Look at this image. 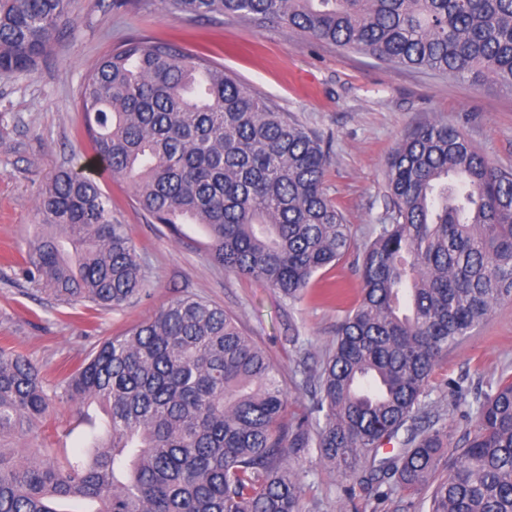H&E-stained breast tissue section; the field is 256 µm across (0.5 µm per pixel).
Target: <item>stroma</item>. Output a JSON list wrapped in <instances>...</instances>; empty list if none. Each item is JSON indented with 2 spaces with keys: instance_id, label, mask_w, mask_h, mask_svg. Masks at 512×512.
<instances>
[{
  "instance_id": "35a3bbf8",
  "label": "stroma",
  "mask_w": 512,
  "mask_h": 512,
  "mask_svg": "<svg viewBox=\"0 0 512 512\" xmlns=\"http://www.w3.org/2000/svg\"><path fill=\"white\" fill-rule=\"evenodd\" d=\"M73 22L33 72L0 74V342L35 362L54 383L107 338L148 321L176 297L193 294L221 306L279 368L288 413L308 404L336 327L359 291L356 251L387 223L386 163L398 141L427 121L457 128L495 166L512 169V91L376 62L368 55L238 17L190 19L161 0H72ZM182 38L304 126L318 132L331 156L325 188L350 226L354 251L318 271L304 299L289 302L263 282L216 266L205 229L177 232L135 207L132 191L106 172L95 175L141 256L149 289L116 310L62 303L21 268L34 238L42 186L68 166L90 165L78 88L85 75L125 38ZM512 375V298L497 303L436 367L426 401L460 440L473 428L456 409L450 385L480 394ZM107 417L96 404L57 401L34 432L16 436L18 451L87 458ZM301 512H420L417 499L395 493L381 503L345 480L317 454L299 460Z\"/></svg>"
}]
</instances>
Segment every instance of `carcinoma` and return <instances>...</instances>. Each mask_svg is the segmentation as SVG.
Listing matches in <instances>:
<instances>
[{"label":"carcinoma","mask_w":512,"mask_h":512,"mask_svg":"<svg viewBox=\"0 0 512 512\" xmlns=\"http://www.w3.org/2000/svg\"><path fill=\"white\" fill-rule=\"evenodd\" d=\"M164 2L512 91V0ZM69 5L0 0V73L34 71L70 24ZM78 99L94 158L154 223L204 225L225 270L296 302L350 251L324 188L321 137L206 57L132 36L85 76ZM385 178L389 223L358 258L360 297L311 403L290 420L265 351L192 295L107 339L52 386L1 345L0 512H64L72 499L94 512H299L296 461L310 448L377 501L400 489L427 512H512V378L475 399V428L454 447L425 402L443 356L512 297V170L434 122L403 137ZM36 210L27 272L59 300L114 310L146 293L126 225L93 177L59 170ZM56 399L106 412L90 461L17 457L14 435L37 428Z\"/></svg>","instance_id":"obj_1"}]
</instances>
